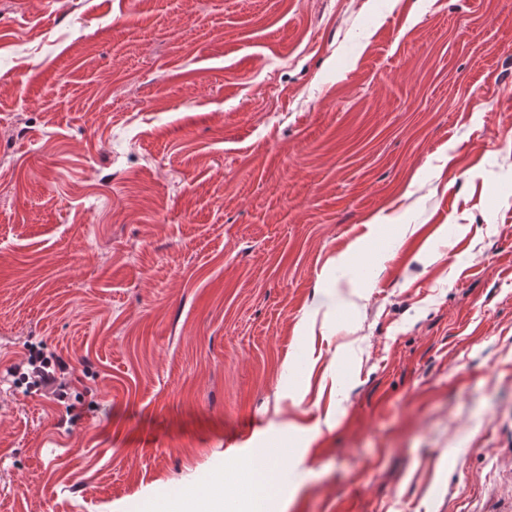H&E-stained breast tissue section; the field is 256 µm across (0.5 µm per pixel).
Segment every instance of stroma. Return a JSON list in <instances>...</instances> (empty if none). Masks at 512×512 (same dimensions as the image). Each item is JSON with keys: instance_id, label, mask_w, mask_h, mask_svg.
Wrapping results in <instances>:
<instances>
[{"instance_id": "stroma-1", "label": "stroma", "mask_w": 512, "mask_h": 512, "mask_svg": "<svg viewBox=\"0 0 512 512\" xmlns=\"http://www.w3.org/2000/svg\"><path fill=\"white\" fill-rule=\"evenodd\" d=\"M0 512H512V0H0ZM26 363L32 367L28 373L21 372L23 365L15 367L12 373L29 382L30 387L36 392L61 395L64 390L62 384L58 382L56 368L64 370L65 364L58 356L53 363L43 353L33 352L29 354Z\"/></svg>"}]
</instances>
